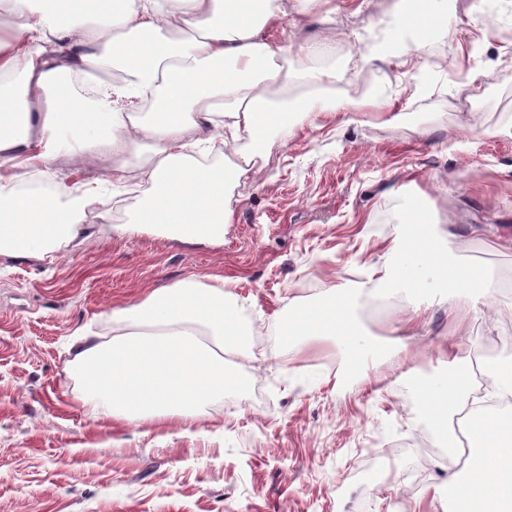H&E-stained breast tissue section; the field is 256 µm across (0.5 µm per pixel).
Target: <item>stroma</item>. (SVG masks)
I'll list each match as a JSON object with an SVG mask.
<instances>
[{"label": "stroma", "mask_w": 512, "mask_h": 512, "mask_svg": "<svg viewBox=\"0 0 512 512\" xmlns=\"http://www.w3.org/2000/svg\"><path fill=\"white\" fill-rule=\"evenodd\" d=\"M446 28L423 58L363 61L397 28L399 0H318L302 28L335 30L340 79L324 98L346 111L299 116L264 136L265 164L227 187L223 241L184 243L133 224L137 194L104 176L85 214L92 234L53 257L0 253V512H449L444 445L421 423L412 384L482 349L512 364V292L491 299L394 294L367 309L404 225L433 220L454 263L512 272V0H429ZM41 180L80 189L74 144ZM127 232H117V225ZM223 280L258 325L234 390L181 422L93 418L66 345L112 308L189 277ZM346 292L359 324L403 338L409 355L356 360L331 341L293 349L298 308ZM423 316L405 327V310Z\"/></svg>", "instance_id": "obj_1"}]
</instances>
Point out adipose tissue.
<instances>
[{
	"mask_svg": "<svg viewBox=\"0 0 512 512\" xmlns=\"http://www.w3.org/2000/svg\"><path fill=\"white\" fill-rule=\"evenodd\" d=\"M316 0H0L10 17L0 35V167L15 163L54 164V138L64 134L95 158L112 160V181L139 176L150 187L137 204L134 221L164 229L182 242H218L230 206L227 178L258 174L262 149L241 155L231 172L189 161L186 151L204 143L232 147L241 131L263 136L287 112L271 109L288 76L270 68L287 56L288 43L264 37L269 22L285 13L308 15ZM188 31L179 41L160 39L162 29ZM25 38L27 55H12V42ZM124 73L120 85L100 88L94 100L74 107L61 92L66 77L94 80L106 61ZM150 95L153 112L136 117L120 100ZM46 137L43 152L30 155L33 134ZM96 201L90 190L75 191L68 207L50 197L15 200L0 187V250L41 257L53 245L70 244L83 232V217ZM438 276L445 293L471 288L487 296L491 285L476 272L452 265L448 251L426 226L409 225L391 249L379 279L381 290H429ZM243 306L223 285L185 279L148 292L137 303L110 310L111 334L83 326L70 344L71 365L92 414L154 423L199 417L205 404L230 386L224 353L252 352L256 333ZM292 335L308 342L333 339L352 357L367 349L393 347L366 340L352 299L344 294L302 308ZM415 393L424 423L447 435L456 414L472 412L467 359L449 355L448 372L417 380ZM464 467L449 448L451 474L441 489L451 512H512V419L497 418L493 429L469 427Z\"/></svg>",
	"mask_w": 512,
	"mask_h": 512,
	"instance_id": "1",
	"label": "adipose tissue"
}]
</instances>
